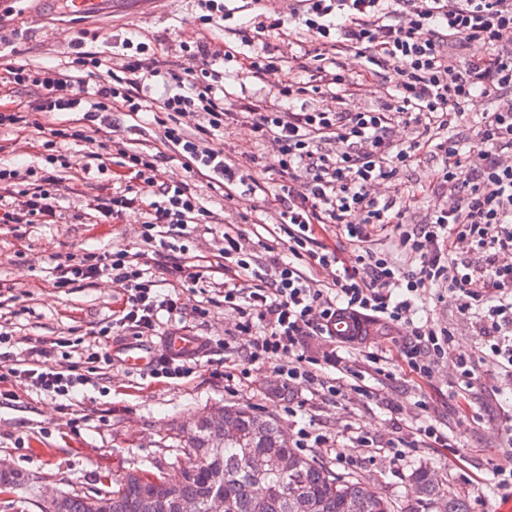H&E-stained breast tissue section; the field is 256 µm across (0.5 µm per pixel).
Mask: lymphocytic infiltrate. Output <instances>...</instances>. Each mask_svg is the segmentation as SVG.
<instances>
[{
  "mask_svg": "<svg viewBox=\"0 0 512 512\" xmlns=\"http://www.w3.org/2000/svg\"><path fill=\"white\" fill-rule=\"evenodd\" d=\"M261 30L277 33L292 23L305 32L289 58L270 44L255 46L243 36V51L217 54L208 40L195 43L190 57L200 71L165 67L146 43L124 40L128 54L113 63L103 52L84 51L86 40L101 32L79 30L70 66L37 69L0 53V71L10 83L36 94L35 110L22 115L0 108V128L50 131L60 141L93 143L95 123L106 112L137 117L161 113L165 144L194 177L220 185L234 200L239 184L261 185L277 177L269 211L275 225L268 237L247 246L238 231L224 232V278H205L177 256L176 239L206 223L211 212L189 183L162 179L154 155L110 146L114 166L124 180L97 198L95 221L108 224L131 209L140 210L144 250L116 248L86 254L80 264L57 266L56 287L106 277L123 287L125 298L110 325L148 338L158 335L160 314L182 315V294L207 284L238 316L240 333L253 336L241 351L242 364L277 360L285 385L306 388L330 402L355 393L371 396L373 383L394 379L386 356L372 351L361 362L336 363V321L342 315L387 330H406L401 357L420 380L431 381L452 345L448 328L420 318L422 305L447 284L458 313L484 329L479 350L456 358L449 381L451 396L466 404L476 396L512 391V0H300L289 12H268L266 0H252ZM237 62L248 77L264 79L290 64L295 80L282 85L278 108L246 101L228 108L218 92L216 56ZM100 74L85 86L83 71ZM374 80L384 94L358 107L354 101L365 82ZM160 97H152L156 85ZM494 99V110L471 122L468 105L476 97ZM59 112H79L83 122L50 128ZM415 127L411 140L396 139L399 123ZM248 125L255 142L265 145L250 155L249 168L225 157L212 143L235 125ZM436 162V184L453 189L448 205L412 222L407 197L414 186L401 175L424 159ZM67 161L34 175L32 169L0 167V224H51ZM397 185L395 196L381 198L378 186ZM336 228L350 244L344 253L326 242ZM287 236L286 254L272 241ZM387 238L390 250L374 249ZM163 264L174 277L173 293L158 291L150 262ZM319 338L328 345L312 351ZM65 338L43 341L29 355L14 358L12 337L0 331V360L11 377L27 388L69 397L86 385L82 366L111 360L103 347L81 350L77 360L57 363L56 348ZM210 340L199 351L176 356L161 352L151 364L153 377L184 379L210 353ZM480 360L497 367L495 381L476 373ZM340 367L341 377L331 368ZM408 437L377 440L358 432L357 447L401 457L412 448H445L459 455L456 437L425 415V401Z\"/></svg>",
  "mask_w": 512,
  "mask_h": 512,
  "instance_id": "lymphocytic-infiltrate-1",
  "label": "lymphocytic infiltrate"
}]
</instances>
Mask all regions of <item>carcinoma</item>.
<instances>
[{"instance_id":"obj_1","label":"carcinoma","mask_w":512,"mask_h":512,"mask_svg":"<svg viewBox=\"0 0 512 512\" xmlns=\"http://www.w3.org/2000/svg\"><path fill=\"white\" fill-rule=\"evenodd\" d=\"M224 418L241 432L242 442L224 446V433L200 422L188 444L191 463L174 477L129 471L105 493H60L55 512H142L145 496L158 482L168 486L159 512H179L183 501L195 502L198 512H209L215 495L224 497L227 512H417L423 502L434 507L441 501L445 512H468L466 500L426 467L411 475L410 490L398 501L364 478L340 475L317 456L297 452L272 418L236 406L224 407ZM254 453L272 458L288 454L297 467L286 479L257 474L249 468ZM24 482L18 471L0 470V490Z\"/></svg>"}]
</instances>
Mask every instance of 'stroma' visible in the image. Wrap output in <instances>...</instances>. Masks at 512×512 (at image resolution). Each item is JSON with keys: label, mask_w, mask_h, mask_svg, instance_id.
Here are the masks:
<instances>
[{"label": "stroma", "mask_w": 512, "mask_h": 512, "mask_svg": "<svg viewBox=\"0 0 512 512\" xmlns=\"http://www.w3.org/2000/svg\"><path fill=\"white\" fill-rule=\"evenodd\" d=\"M54 0H24L21 14L0 21V41L9 43L17 64L63 66L72 58L74 32L67 23H50ZM234 16L223 28L199 25L200 0H109L93 19V28L112 37L121 46L129 33L151 44L158 59L183 68L188 64L183 47L211 33L216 44L240 49L239 28L252 26L255 14L249 0H226ZM44 17L42 28H34L30 13ZM224 74V100L231 103L246 94L257 100L275 101L278 85L295 79L289 69L278 70L265 80L241 79L234 64L216 62ZM157 125L115 115L107 133L97 141L111 138L126 142L128 148L157 155L164 179L189 181L203 197L213 221L196 227L184 256L187 265L214 263L224 245V228L237 227L244 238H255L260 226L244 223L243 214L262 207L263 192L238 186L234 201L224 191L207 183L190 180L178 158L158 139ZM8 150L0 165L40 169L44 165L40 138L20 132H0ZM69 160L62 189L57 197V221L53 224H0V330L14 339L12 352L25 357L31 348L48 338L64 336L80 346L96 344L101 323L112 319L121 306L122 290L110 279L79 282L69 288L54 285L60 259L80 261L85 253L112 247L131 251L142 249L141 217L127 211L119 224H96L88 218L95 197L112 191L111 168H100L98 160L82 143H68ZM434 318L453 333L450 355L428 384H418L407 370H398L394 380L379 385L376 396L353 397L330 404L310 398L308 392L279 389V377L272 364H256L242 372L238 349L249 347L251 337L236 334L237 315L222 304L212 305L205 317L184 315L162 327L160 336L144 341L146 350L163 349L166 335L184 330L186 335L209 339L224 372L237 374L235 392L224 390L222 375L212 366L201 367L187 380L152 378L149 370L129 368L124 348L134 345L132 336H110L107 347L112 364L73 400L33 392L9 375H0V391H12L11 399L0 398V458L24 474L23 486L0 493V512H41L43 501L67 491L92 495L109 490L110 479L130 469L152 473L186 464L182 450L192 434L190 419L215 405H238L274 417L288 435H295L296 418L315 423L330 436L358 427L375 435L392 437L406 433L418 396H425L428 412L442 425L454 430L478 465L481 490L458 483L454 463L444 448H422L397 460L381 454L359 462L351 469L337 465L333 454H325L336 473L351 474L374 481L383 492L402 498L409 476L417 468L430 467L439 479L454 484L464 496L469 512H504L502 493L494 490L491 468L505 448L496 431L463 421L449 395L448 377L456 370L458 354L476 351L482 339L479 325L461 316L453 302L435 307Z\"/></svg>", "instance_id": "1"}]
</instances>
